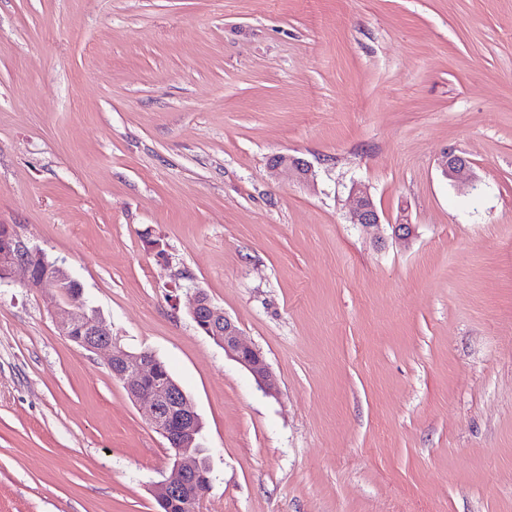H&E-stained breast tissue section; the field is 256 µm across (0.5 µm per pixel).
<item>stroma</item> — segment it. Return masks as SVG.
<instances>
[{
	"instance_id": "1",
	"label": "stroma",
	"mask_w": 512,
	"mask_h": 512,
	"mask_svg": "<svg viewBox=\"0 0 512 512\" xmlns=\"http://www.w3.org/2000/svg\"><path fill=\"white\" fill-rule=\"evenodd\" d=\"M0 224L190 397L203 512H512V0H0ZM59 318L0 282V512H156L173 452ZM442 166L444 176L453 183H466L471 180L472 162L464 155L449 151ZM271 172L288 171L301 181L308 180L312 175L310 164L300 157L293 155H278L271 159ZM353 204L349 211L350 224L370 231L381 224V217L371 195L366 189L355 185L351 191ZM190 315L197 327L247 369L262 389L269 394L275 393L276 379L262 352L243 342L236 322L217 307L204 291L196 292Z\"/></svg>"
}]
</instances>
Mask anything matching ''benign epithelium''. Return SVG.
Masks as SVG:
<instances>
[{
    "instance_id": "obj_1",
    "label": "benign epithelium",
    "mask_w": 512,
    "mask_h": 512,
    "mask_svg": "<svg viewBox=\"0 0 512 512\" xmlns=\"http://www.w3.org/2000/svg\"><path fill=\"white\" fill-rule=\"evenodd\" d=\"M273 172L287 171L301 181L312 175L310 164L293 155H278L271 159ZM444 176L453 183H466L472 177V162L450 151L443 163ZM350 223L370 230L381 224V217L366 189L354 186ZM46 254L17 233H12L0 249V273L8 277L15 270L24 271L28 278L62 297L66 308L59 324L67 339L88 350L108 352V366L113 378L123 382L128 396L147 400V418L151 426L174 449L175 479L162 484L156 495L157 512H201L205 494L211 487L209 474L190 453L202 431V421L180 385L161 373L160 361L150 351L130 353L112 342V331L105 320L88 313L81 284L59 264L52 279L35 270L36 259ZM190 315L199 329L224 348V352L247 369L256 383L267 393L276 391V379L262 352L241 339L236 322L217 307L202 290L195 294Z\"/></svg>"
}]
</instances>
